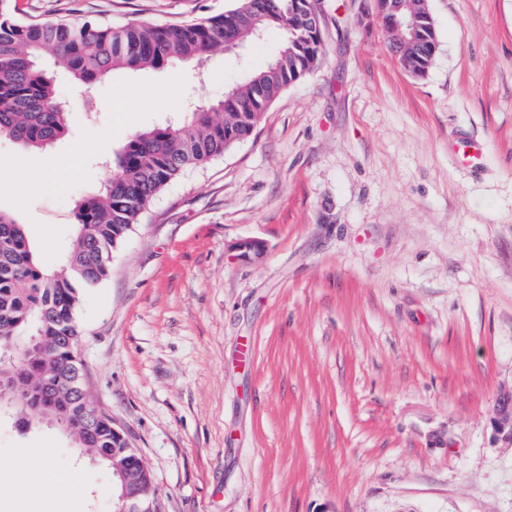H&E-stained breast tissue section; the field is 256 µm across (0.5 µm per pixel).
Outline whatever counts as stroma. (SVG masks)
I'll return each instance as SVG.
<instances>
[{"label": "stroma", "mask_w": 512, "mask_h": 512, "mask_svg": "<svg viewBox=\"0 0 512 512\" xmlns=\"http://www.w3.org/2000/svg\"><path fill=\"white\" fill-rule=\"evenodd\" d=\"M19 3L31 21L118 26L234 0ZM429 6L438 52L416 77L354 0H323L320 65L170 183L82 290L84 384L162 512H512V0ZM280 41L91 86L48 64L69 130L47 150L0 138V210L60 264L75 202L133 131L222 99ZM245 241L261 255L236 259ZM21 416L0 417V512H107L110 473ZM45 448L80 497L33 468Z\"/></svg>", "instance_id": "obj_1"}]
</instances>
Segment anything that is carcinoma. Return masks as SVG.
I'll list each match as a JSON object with an SVG mask.
<instances>
[{"mask_svg":"<svg viewBox=\"0 0 512 512\" xmlns=\"http://www.w3.org/2000/svg\"><path fill=\"white\" fill-rule=\"evenodd\" d=\"M299 0H237L224 14L198 22L130 21L119 27L65 19L24 22L14 0H0V137L26 149H43L68 129V109L39 67L53 56L76 80L92 85L116 68L141 70L200 61L258 40L255 28H278L284 40L277 56L245 81L227 87L224 98L164 124L131 134L107 163L101 188L76 202L75 234L65 264L46 266L25 225L0 211V347L18 348L0 370L25 392V424L63 429L81 454L107 470L140 462L124 449L126 436L112 431V417L80 400L82 368L76 322L80 291L106 280L112 251L139 222L154 198L185 169L201 167L244 140L264 112L290 85L320 62L322 40L298 12ZM400 14L424 17L418 45L402 48L412 75L431 65L437 32L428 0H395Z\"/></svg>","mask_w":512,"mask_h":512,"instance_id":"cac0c4a2","label":"carcinoma"}]
</instances>
